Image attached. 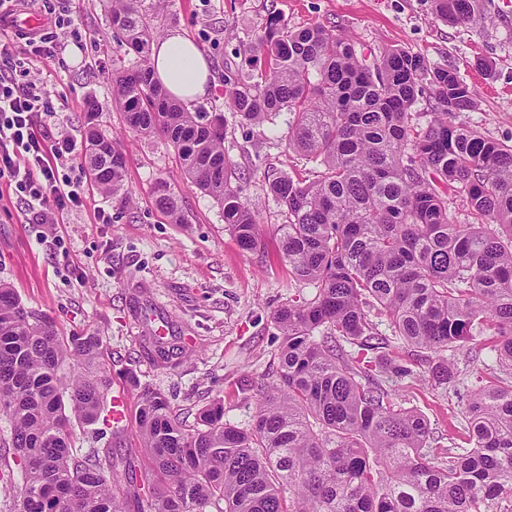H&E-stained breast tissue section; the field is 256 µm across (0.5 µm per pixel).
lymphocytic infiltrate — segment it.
I'll use <instances>...</instances> for the list:
<instances>
[{"instance_id": "f902f5d3", "label": "lymphocytic infiltrate", "mask_w": 512, "mask_h": 512, "mask_svg": "<svg viewBox=\"0 0 512 512\" xmlns=\"http://www.w3.org/2000/svg\"><path fill=\"white\" fill-rule=\"evenodd\" d=\"M44 10V29L0 39V180L25 194L31 223L55 224L80 205L82 177L75 141L62 134L49 142L35 128L36 113L55 114L38 65L66 49L74 19L69 0H45Z\"/></svg>"}]
</instances>
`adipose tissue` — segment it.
Segmentation results:
<instances>
[{
  "mask_svg": "<svg viewBox=\"0 0 512 512\" xmlns=\"http://www.w3.org/2000/svg\"><path fill=\"white\" fill-rule=\"evenodd\" d=\"M150 64L156 78L184 106H192L209 88L210 67L198 46L178 32L155 40Z\"/></svg>",
  "mask_w": 512,
  "mask_h": 512,
  "instance_id": "1",
  "label": "adipose tissue"
}]
</instances>
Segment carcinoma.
<instances>
[{
	"label": "carcinoma",
	"instance_id": "obj_1",
	"mask_svg": "<svg viewBox=\"0 0 512 512\" xmlns=\"http://www.w3.org/2000/svg\"><path fill=\"white\" fill-rule=\"evenodd\" d=\"M141 2L112 0L113 37L137 54L112 71L113 105L134 114L131 131L173 145L184 178L255 250L263 235L233 185L224 114L185 110L154 78L155 31ZM433 3L452 25L475 9V0ZM255 45L257 73L224 72L225 104L250 123L289 112L288 148L321 167L312 182L269 184L284 217L282 258L316 290L273 315L277 379L254 385L249 429L224 420L221 397L188 429L164 393L143 390L134 422L155 476L143 488L112 444L75 454V427L99 420L112 384L102 338L60 335L0 283V413L24 474L18 512H512V385L470 395L472 447H430L425 417L395 407L375 378L388 342L368 311L414 351L441 357L431 367L438 386L455 379L443 353L484 325L498 365L512 372V145L457 124L476 91L419 53L365 54L331 27L291 30L278 16ZM425 94L434 111L423 129L414 106ZM96 117L87 111L88 174L126 199V156ZM450 196L474 222L454 219Z\"/></svg>",
	"mask_w": 512,
	"mask_h": 512
}]
</instances>
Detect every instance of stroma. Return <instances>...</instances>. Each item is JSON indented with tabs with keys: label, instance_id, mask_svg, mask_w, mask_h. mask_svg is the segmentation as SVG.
I'll use <instances>...</instances> for the list:
<instances>
[{
	"label": "stroma",
	"instance_id": "stroma-1",
	"mask_svg": "<svg viewBox=\"0 0 512 512\" xmlns=\"http://www.w3.org/2000/svg\"><path fill=\"white\" fill-rule=\"evenodd\" d=\"M70 5L75 28L68 46L41 72L57 115L48 121L36 116L37 130L52 138L62 130L83 144L88 104H102L100 127L119 140L127 158L131 198L122 201L84 182L81 205L51 230L29 223L23 201L0 181V282L14 288L29 310L50 318L61 335L85 330L102 337L111 395L136 405L139 388L124 379L126 370H135L142 386L162 391L190 427L219 395L225 419L250 427L256 400L241 382L270 381L278 373L281 338L273 314L288 300L315 295L311 285L294 281L280 257L274 230L283 216L269 183L282 176L313 178L318 166L289 150L288 113L250 124L224 108V71L249 72L253 35L270 16L291 27L333 26L358 46L404 47L431 64L454 67L479 100L478 109L459 113L457 123L512 145V0H492L485 14L460 25L435 17L432 0H143L158 34H186L210 64V90L194 109L224 115V154L266 231L262 245L248 252L225 226L221 206L180 178L171 144L129 131L123 112L113 107L112 68L130 65L136 56L117 50L108 22L112 0ZM162 181L178 199L181 222L156 203ZM99 209L109 214V223H97ZM51 232L59 244L46 243ZM162 325L179 350L169 364L158 362L147 347ZM388 354L417 372L395 384V405L426 417L432 447H467V399L476 382L487 385L501 376L488 333L449 352L458 378L447 390L425 382L429 363L407 345L393 342ZM21 483L11 423L0 414V512H12Z\"/></svg>",
	"mask_w": 512,
	"mask_h": 512
}]
</instances>
